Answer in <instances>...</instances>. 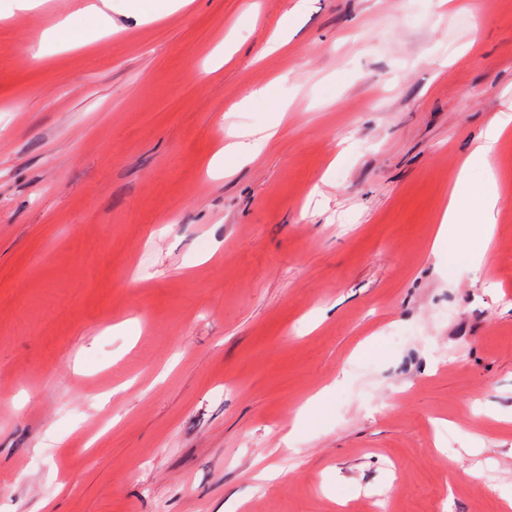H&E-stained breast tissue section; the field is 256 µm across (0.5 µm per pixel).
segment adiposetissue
Segmentation results:
<instances>
[{"label": "adipose tissue", "instance_id": "obj_1", "mask_svg": "<svg viewBox=\"0 0 512 512\" xmlns=\"http://www.w3.org/2000/svg\"><path fill=\"white\" fill-rule=\"evenodd\" d=\"M112 7V0H81L73 16L60 22L59 28L68 32L70 42L84 43L85 32L97 31L100 26L108 23V12ZM511 133L512 111L506 109L488 126L481 142L462 164L455 189L438 217L439 227L432 245L433 253H444L449 238L457 235L460 225L468 224L472 227L478 248L468 255L467 260L475 266L482 264L493 241L500 202L493 160L500 141ZM476 167L483 169L485 179L480 191L473 193L469 190V178L471 170Z\"/></svg>", "mask_w": 512, "mask_h": 512}]
</instances>
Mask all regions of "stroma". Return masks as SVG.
Segmentation results:
<instances>
[{
	"mask_svg": "<svg viewBox=\"0 0 512 512\" xmlns=\"http://www.w3.org/2000/svg\"><path fill=\"white\" fill-rule=\"evenodd\" d=\"M76 2L0 18V512H505L512 135L488 259L431 242L512 101V0H305L266 57L296 0L71 48ZM303 0H299L298 3L289 11L286 12L280 21V26L276 33L268 40L264 49L262 50V56H267L275 53L278 49L288 44V33L294 26L296 17L300 11L301 3Z\"/></svg>",
	"mask_w": 512,
	"mask_h": 512,
	"instance_id": "obj_1",
	"label": "stroma"
}]
</instances>
